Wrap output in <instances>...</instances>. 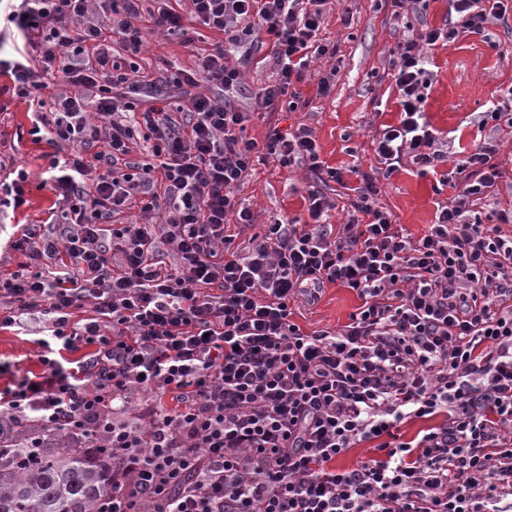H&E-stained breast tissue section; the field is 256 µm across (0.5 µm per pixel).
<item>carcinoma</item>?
<instances>
[{
  "label": "carcinoma",
  "instance_id": "cac0c4a2",
  "mask_svg": "<svg viewBox=\"0 0 512 512\" xmlns=\"http://www.w3.org/2000/svg\"><path fill=\"white\" fill-rule=\"evenodd\" d=\"M0 456V512H92L112 490L111 471L72 448L26 455L3 448Z\"/></svg>",
  "mask_w": 512,
  "mask_h": 512
}]
</instances>
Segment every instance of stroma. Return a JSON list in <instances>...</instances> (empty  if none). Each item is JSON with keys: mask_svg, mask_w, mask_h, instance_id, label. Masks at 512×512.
<instances>
[{"mask_svg": "<svg viewBox=\"0 0 512 512\" xmlns=\"http://www.w3.org/2000/svg\"><path fill=\"white\" fill-rule=\"evenodd\" d=\"M448 10V0H429L426 11L408 10L394 20L384 0H331L323 35L337 45L338 54L316 60L300 84L307 107L288 114L277 111L265 118L251 117L247 136L262 143L275 123L301 122L313 129L320 156L329 166L344 168L358 163L370 167L374 163L373 132L393 121L397 112V89L391 76L384 73L389 49L403 26L423 21L442 25ZM185 25L183 34L147 31L146 47L138 58L143 73H156L166 64L192 66L223 39L222 33L193 19H186ZM490 31L487 37L463 35L455 43L436 47L430 55L434 77L425 110L433 127L447 136L461 158L490 137V129L480 124V115L499 101L502 89L512 85V26L494 25ZM326 76L332 77L333 86L327 96H317V84ZM7 83V78L0 76V180L20 168L28 171L29 179L27 205L0 210V270L6 272L17 270L22 260L8 247V234L20 224L44 222L56 200L53 191L42 185L49 147L34 142L27 104L8 90ZM310 183L302 168H283L271 160L256 165L238 195L252 205L257 219L248 228L228 224L235 246L248 247L250 237L263 235L266 225L276 221H308L305 197ZM455 192L441 173L423 174L410 165L383 181L379 200L395 221L417 238L434 223L438 206ZM360 304L353 290L328 284L314 304L293 302L292 319L309 331H336L348 323ZM39 327V320L31 318L24 326L0 330V363L41 371L40 349L35 343Z\"/></svg>", "mask_w": 512, "mask_h": 512, "instance_id": "stroma-1", "label": "stroma"}]
</instances>
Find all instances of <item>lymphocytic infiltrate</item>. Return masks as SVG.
Instances as JSON below:
<instances>
[{
  "mask_svg": "<svg viewBox=\"0 0 512 512\" xmlns=\"http://www.w3.org/2000/svg\"><path fill=\"white\" fill-rule=\"evenodd\" d=\"M145 2L21 0L6 16L22 40L0 56L13 92L32 102L48 77L64 86L32 116L59 152L46 182L68 222L9 239L23 261L0 272V328L42 315L45 356L42 373L0 390V447L107 449L112 490L96 512L133 502L134 512H512V207L497 205L498 143L451 170L460 191L419 239L378 201L381 178L404 163L427 173L448 161L425 112L430 52L485 33L512 0H451L454 20L396 41L399 118L376 130L375 166L352 167L334 234L323 184L343 173L321 159L312 129L276 128L261 145L235 105L234 58L262 32L277 79L255 110L306 107L296 83L337 54L322 35L328 0H188L185 14ZM188 16L223 42L148 79L135 61L145 25L180 32ZM171 94L189 101L181 117ZM140 131L143 163L128 159ZM269 158L312 174L311 220L269 225L242 253L226 226L253 223L236 191ZM135 205L163 223L126 222ZM328 283L362 304L340 331L306 332L290 304ZM440 413L445 423L401 441V423ZM371 441L377 457L337 466Z\"/></svg>",
  "mask_w": 512,
  "mask_h": 512,
  "instance_id": "lymphocytic-infiltrate-1",
  "label": "lymphocytic infiltrate"
}]
</instances>
